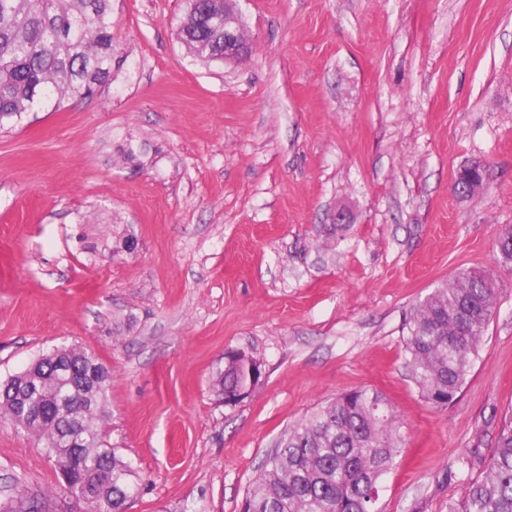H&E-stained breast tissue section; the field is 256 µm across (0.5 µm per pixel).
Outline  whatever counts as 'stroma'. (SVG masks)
Listing matches in <instances>:
<instances>
[{"mask_svg": "<svg viewBox=\"0 0 512 512\" xmlns=\"http://www.w3.org/2000/svg\"><path fill=\"white\" fill-rule=\"evenodd\" d=\"M237 8L251 54L205 62L177 37L184 0H112L111 80L0 132V381L60 347L111 369L100 425L137 473L124 512H240L289 427L373 389L405 431L380 512H447L512 414V269L494 250L512 225V0ZM472 160L487 184L462 199ZM470 268L492 275L495 313L436 407L404 340ZM231 349L262 371L232 407L215 391ZM61 483L0 421V503L22 485L80 512Z\"/></svg>", "mask_w": 512, "mask_h": 512, "instance_id": "35a3bbf8", "label": "stroma"}]
</instances>
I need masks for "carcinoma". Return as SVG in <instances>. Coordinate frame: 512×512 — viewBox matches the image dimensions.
Masks as SVG:
<instances>
[{
    "instance_id": "carcinoma-1",
    "label": "carcinoma",
    "mask_w": 512,
    "mask_h": 512,
    "mask_svg": "<svg viewBox=\"0 0 512 512\" xmlns=\"http://www.w3.org/2000/svg\"><path fill=\"white\" fill-rule=\"evenodd\" d=\"M112 0H0V129L52 100L86 98L112 75ZM224 5L186 0L178 38L199 57L224 60ZM503 267L512 236L498 237ZM496 292L485 271H465L416 307L405 340L421 396L438 407L461 391L492 318ZM261 376L240 353L224 356L217 392L238 402ZM112 372L92 352L57 348L0 384V417L45 441L63 491L83 512H122L136 491L133 469L96 424ZM405 446L402 424L377 391L356 388L290 427L247 493L243 512H378L383 476ZM0 512H42L17 491ZM448 512H512V415L504 420L481 479Z\"/></svg>"
}]
</instances>
